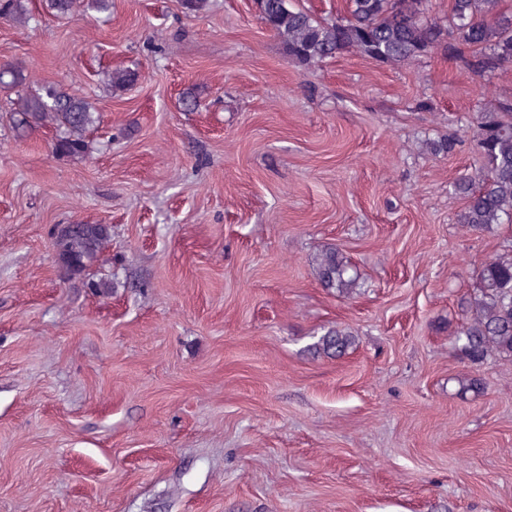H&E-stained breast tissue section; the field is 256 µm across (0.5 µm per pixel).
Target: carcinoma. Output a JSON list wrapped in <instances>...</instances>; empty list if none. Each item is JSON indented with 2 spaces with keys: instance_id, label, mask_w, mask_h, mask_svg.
I'll list each match as a JSON object with an SVG mask.
<instances>
[{
  "instance_id": "obj_1",
  "label": "carcinoma",
  "mask_w": 512,
  "mask_h": 512,
  "mask_svg": "<svg viewBox=\"0 0 512 512\" xmlns=\"http://www.w3.org/2000/svg\"><path fill=\"white\" fill-rule=\"evenodd\" d=\"M497 0H450L448 21L432 15L429 0H346V11L321 18L294 0H259L261 20L298 65L309 69L339 53L353 52L382 63L404 64L443 50L470 61L483 78L502 64L512 63V14L496 11ZM58 16L87 9L108 13L112 0H46ZM0 18L21 25L36 21L30 0H0ZM138 71L118 69L105 74L106 84L123 91L137 83ZM27 83L24 71L0 66V87ZM16 136L51 126L53 150L63 156L88 154L87 133L96 123L91 104L52 85L19 95L11 103ZM482 167L453 184L465 199L458 223L485 232L512 223V104L477 118ZM111 240L107 224H66L52 237L58 261L69 276H82ZM316 275L327 288L344 294L355 287L358 274L348 259L331 247L317 258ZM352 333L338 330L322 338L323 349L343 353L354 344ZM456 354L479 365L491 357L512 360V250L485 261L466 298V316L454 337Z\"/></svg>"
}]
</instances>
